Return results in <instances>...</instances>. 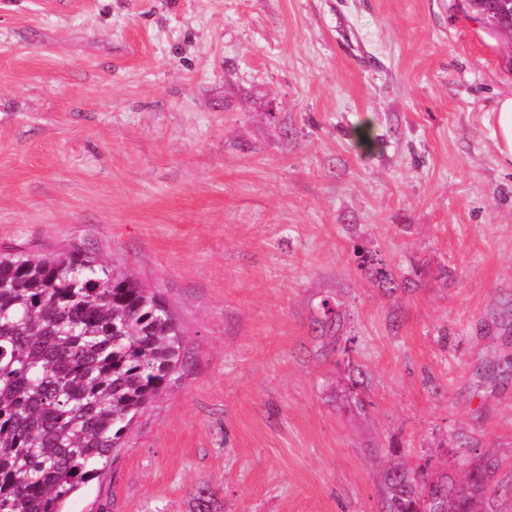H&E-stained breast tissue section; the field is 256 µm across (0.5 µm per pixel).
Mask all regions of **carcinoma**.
<instances>
[{"label": "carcinoma", "instance_id": "1", "mask_svg": "<svg viewBox=\"0 0 512 512\" xmlns=\"http://www.w3.org/2000/svg\"><path fill=\"white\" fill-rule=\"evenodd\" d=\"M512 44V0H494ZM184 362L161 294L97 254L0 249V512H66ZM458 486L429 465L386 474L387 512H480L494 459Z\"/></svg>", "mask_w": 512, "mask_h": 512}]
</instances>
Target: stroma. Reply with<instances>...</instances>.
Masks as SVG:
<instances>
[{"instance_id":"stroma-1","label":"stroma","mask_w":512,"mask_h":512,"mask_svg":"<svg viewBox=\"0 0 512 512\" xmlns=\"http://www.w3.org/2000/svg\"><path fill=\"white\" fill-rule=\"evenodd\" d=\"M511 96L456 0H0V249L128 269L187 357L67 512H382L461 440L512 512ZM494 113L497 151L504 161L512 163V97L499 100Z\"/></svg>"}]
</instances>
